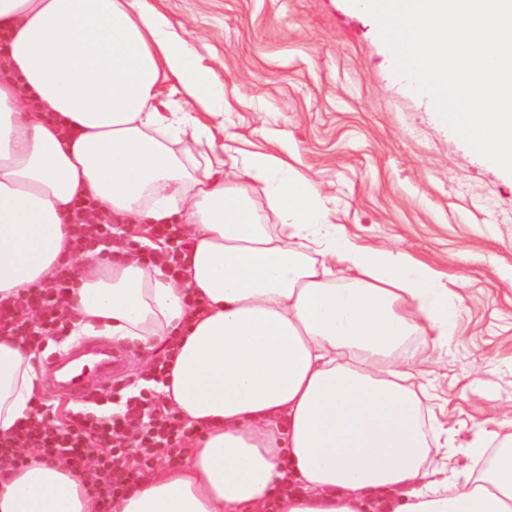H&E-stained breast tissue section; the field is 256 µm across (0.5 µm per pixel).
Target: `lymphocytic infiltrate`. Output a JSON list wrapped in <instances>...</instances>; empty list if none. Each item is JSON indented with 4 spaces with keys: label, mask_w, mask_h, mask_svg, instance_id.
Here are the masks:
<instances>
[{
    "label": "lymphocytic infiltrate",
    "mask_w": 512,
    "mask_h": 512,
    "mask_svg": "<svg viewBox=\"0 0 512 512\" xmlns=\"http://www.w3.org/2000/svg\"><path fill=\"white\" fill-rule=\"evenodd\" d=\"M131 240L143 249L159 247L170 277L180 276V225L150 224ZM72 275L70 267H62L46 283L22 291L13 301L0 302V337L11 336L46 352L68 330ZM167 365V358L156 360L146 384L120 389L122 410L116 416L105 413L108 401L100 398L67 409L64 420L55 424L49 405L40 404L33 417L21 420L11 435L0 437V458L21 465L34 449L49 459H65L86 475L102 505L135 490L145 468L180 457L193 433L156 388L167 374Z\"/></svg>",
    "instance_id": "obj_1"
}]
</instances>
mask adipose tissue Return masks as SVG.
Wrapping results in <instances>:
<instances>
[{"instance_id":"adipose-tissue-1","label":"adipose tissue","mask_w":512,"mask_h":512,"mask_svg":"<svg viewBox=\"0 0 512 512\" xmlns=\"http://www.w3.org/2000/svg\"><path fill=\"white\" fill-rule=\"evenodd\" d=\"M0 300L75 271L74 335L153 350L199 429L178 464L112 512H512V432L426 434L405 338L454 334L459 293L405 252L362 245L270 152L191 156L226 86L147 0H0ZM182 99L161 104L163 83ZM184 226L185 276L72 249L73 202ZM201 303L187 315L184 294ZM33 352L0 337V435L30 415ZM462 454L475 470H441ZM0 512H97L83 476L32 452L0 462Z\"/></svg>"}]
</instances>
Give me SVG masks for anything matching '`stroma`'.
<instances>
[{
	"label": "stroma",
	"instance_id": "1",
	"mask_svg": "<svg viewBox=\"0 0 512 512\" xmlns=\"http://www.w3.org/2000/svg\"><path fill=\"white\" fill-rule=\"evenodd\" d=\"M206 67L226 65L213 149L267 151L322 186L358 243L463 278L452 340L406 350L458 443L512 420V175L487 164L392 72L376 21L348 0H149Z\"/></svg>",
	"mask_w": 512,
	"mask_h": 512
}]
</instances>
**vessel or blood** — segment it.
Here are the masks:
<instances>
[{
  "instance_id": "vessel-or-blood-1",
  "label": "vessel or blood",
  "mask_w": 512,
  "mask_h": 512,
  "mask_svg": "<svg viewBox=\"0 0 512 512\" xmlns=\"http://www.w3.org/2000/svg\"><path fill=\"white\" fill-rule=\"evenodd\" d=\"M125 357L121 346L80 340L49 362L47 381L60 393L84 400L111 385Z\"/></svg>"
}]
</instances>
